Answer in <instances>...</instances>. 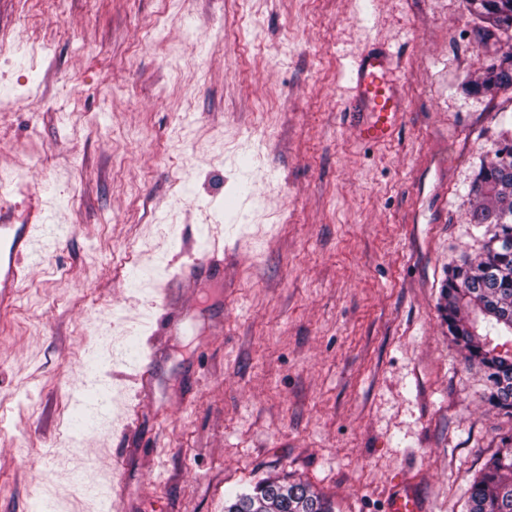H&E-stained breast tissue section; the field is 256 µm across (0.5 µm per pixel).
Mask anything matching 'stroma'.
<instances>
[{
	"instance_id": "obj_1",
	"label": "stroma",
	"mask_w": 512,
	"mask_h": 512,
	"mask_svg": "<svg viewBox=\"0 0 512 512\" xmlns=\"http://www.w3.org/2000/svg\"><path fill=\"white\" fill-rule=\"evenodd\" d=\"M0 175L42 228L0 311V512H224L266 477L336 512H463L512 432L440 310L512 37L465 0H0ZM402 121L355 137V58ZM224 251V278L177 279ZM184 304L158 326L163 295ZM107 387L76 426L74 383ZM395 72L393 57L382 49L362 54L354 65L351 102L365 115L356 127V135L362 142L385 143L396 129L401 101ZM475 92L491 90H512V53L503 54L497 63L487 70L480 82L472 86Z\"/></svg>"
}]
</instances>
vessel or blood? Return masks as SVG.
Instances as JSON below:
<instances>
[{"instance_id":"b4317fda","label":"vessel or blood","mask_w":512,"mask_h":512,"mask_svg":"<svg viewBox=\"0 0 512 512\" xmlns=\"http://www.w3.org/2000/svg\"><path fill=\"white\" fill-rule=\"evenodd\" d=\"M393 57L381 49L362 54L356 61L352 77V102L364 115L356 128L358 139L380 144L391 139L401 110L396 88ZM35 216L25 200L24 191L0 179V309H9L16 301L17 290L26 277L23 260L32 249L38 230ZM224 261L218 250L192 258L179 269V276L195 282L221 279Z\"/></svg>"}]
</instances>
